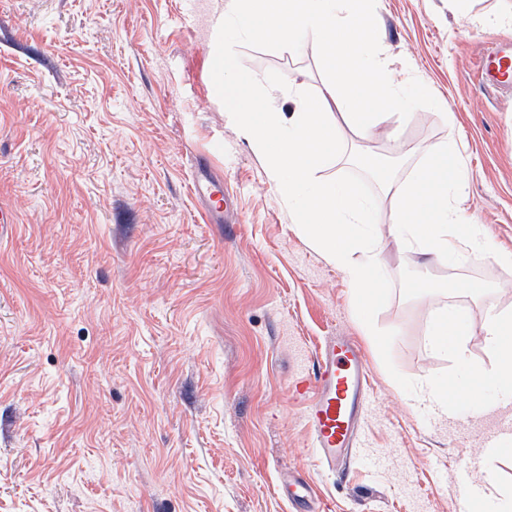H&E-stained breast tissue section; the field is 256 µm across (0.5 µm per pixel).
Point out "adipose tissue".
<instances>
[{
    "label": "adipose tissue",
    "instance_id": "obj_1",
    "mask_svg": "<svg viewBox=\"0 0 512 512\" xmlns=\"http://www.w3.org/2000/svg\"><path fill=\"white\" fill-rule=\"evenodd\" d=\"M426 334L432 349L446 351L457 362H465L466 344L471 327L461 308L452 304L434 306ZM483 344L497 360L492 372H484L475 377H453L445 382L423 386L424 399L442 414H453L461 394L477 397V385L491 383L504 389L512 387L511 310H492L486 314L483 323Z\"/></svg>",
    "mask_w": 512,
    "mask_h": 512
}]
</instances>
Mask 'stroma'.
I'll list each match as a JSON object with an SVG mask.
<instances>
[{
  "label": "stroma",
  "instance_id": "obj_1",
  "mask_svg": "<svg viewBox=\"0 0 512 512\" xmlns=\"http://www.w3.org/2000/svg\"><path fill=\"white\" fill-rule=\"evenodd\" d=\"M225 0H0V512H293L285 475L308 484L312 512H501L512 456L483 439L512 420L506 393L486 411L462 400L437 416L385 368L343 274L292 223L264 157L231 126L211 77L213 24ZM378 0L379 41L439 103L393 117L373 137L350 128L345 153L317 173L350 172L360 151L399 161L454 138L469 172L459 206L512 251V96L473 78L512 26L477 16L512 0ZM237 52L259 76L321 93L316 48ZM209 156L231 223H204L190 191ZM416 255L385 242L392 291L376 314L396 331V369L416 382L456 372L425 337L431 305L413 295ZM470 277L485 296L445 297L474 334L470 367L492 369L489 308L512 310V267L432 268ZM353 337L371 404L353 462L328 474L310 446L296 377L324 336ZM499 493L489 498V485ZM481 492L472 508V492Z\"/></svg>",
  "mask_w": 512,
  "mask_h": 512
}]
</instances>
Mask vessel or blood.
Returning <instances> with one entry per match:
<instances>
[{
    "mask_svg": "<svg viewBox=\"0 0 512 512\" xmlns=\"http://www.w3.org/2000/svg\"><path fill=\"white\" fill-rule=\"evenodd\" d=\"M476 77L489 94L512 90V42L495 41L478 60ZM193 194L208 205V223H224L223 191L206 161H198L192 175ZM299 390L311 391L306 419L312 446L323 463L335 466L348 457L358 436V423L368 407V374L357 343L348 336H332L307 379H299Z\"/></svg>",
    "mask_w": 512,
    "mask_h": 512,
    "instance_id": "obj_1",
    "label": "vessel or blood"
}]
</instances>
